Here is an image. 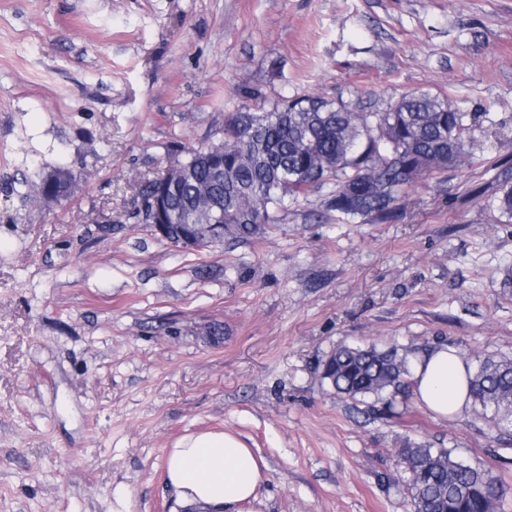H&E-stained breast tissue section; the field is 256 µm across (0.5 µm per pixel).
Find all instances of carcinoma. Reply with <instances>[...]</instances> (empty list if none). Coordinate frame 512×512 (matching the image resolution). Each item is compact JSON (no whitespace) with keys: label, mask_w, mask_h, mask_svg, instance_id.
<instances>
[{"label":"carcinoma","mask_w":512,"mask_h":512,"mask_svg":"<svg viewBox=\"0 0 512 512\" xmlns=\"http://www.w3.org/2000/svg\"><path fill=\"white\" fill-rule=\"evenodd\" d=\"M475 117L429 91L403 96L387 112H356L309 94L271 108L244 105L224 117V153L194 166L176 202L189 210L201 191L224 200V238L247 240L273 224L288 202L330 185L342 215H388L405 189L466 155ZM413 349L340 346L322 364L336 394L374 396L391 409L410 392ZM472 404L498 428L512 427V359L486 360L468 377ZM410 474L413 512H503L507 489L490 471L426 444L397 450Z\"/></svg>","instance_id":"cac0c4a2"}]
</instances>
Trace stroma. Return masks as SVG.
<instances>
[{"mask_svg":"<svg viewBox=\"0 0 512 512\" xmlns=\"http://www.w3.org/2000/svg\"><path fill=\"white\" fill-rule=\"evenodd\" d=\"M254 89L359 112L429 91L475 115L469 154L388 219L319 186L244 241L154 236L142 185ZM58 167L70 195L34 201ZM510 183L512 0H0V512H179L166 456L205 431L264 460L262 512H412L394 452L421 443L512 512V431L341 398L320 368L372 342L512 358Z\"/></svg>","mask_w":512,"mask_h":512,"instance_id":"35a3bbf8","label":"stroma"}]
</instances>
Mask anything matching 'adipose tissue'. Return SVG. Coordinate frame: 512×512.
I'll return each instance as SVG.
<instances>
[{
	"mask_svg": "<svg viewBox=\"0 0 512 512\" xmlns=\"http://www.w3.org/2000/svg\"><path fill=\"white\" fill-rule=\"evenodd\" d=\"M460 352L442 344L413 360L414 400L445 418L470 407L468 371ZM166 482L181 507L205 506L211 512H254L266 465L234 434L204 432L169 450Z\"/></svg>",
	"mask_w": 512,
	"mask_h": 512,
	"instance_id": "1",
	"label": "adipose tissue"
}]
</instances>
